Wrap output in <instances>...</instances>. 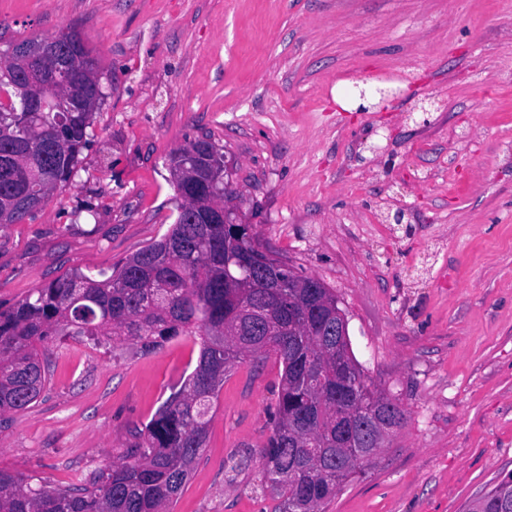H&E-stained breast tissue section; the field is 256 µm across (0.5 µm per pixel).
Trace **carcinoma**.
I'll return each instance as SVG.
<instances>
[{"mask_svg": "<svg viewBox=\"0 0 512 512\" xmlns=\"http://www.w3.org/2000/svg\"><path fill=\"white\" fill-rule=\"evenodd\" d=\"M44 42L59 55L28 63L23 40L0 53V225L20 224L63 189L91 140L106 97L98 58L75 29ZM64 64L80 82L61 85ZM34 99L45 107L23 111ZM169 173L177 216L168 232L110 271L74 268L0 310V415L27 409L47 382L39 346L56 336L101 342L125 336L149 352L179 337L200 339L191 374L151 420L135 426L122 458L92 487L34 486L0 469V512H169L208 439L211 403L236 366L270 352L283 365L272 433L260 456L282 512H324L328 501L370 465L336 438V419L354 435L368 425L374 402L391 406L393 428L406 422L399 400L374 386L350 340L336 349L327 335L336 295L259 251L241 227L208 219L238 217V193L224 180V151L206 140L176 149ZM218 178L215 192L187 187ZM512 486L485 491L468 512H506Z\"/></svg>", "mask_w": 512, "mask_h": 512, "instance_id": "1", "label": "carcinoma"}]
</instances>
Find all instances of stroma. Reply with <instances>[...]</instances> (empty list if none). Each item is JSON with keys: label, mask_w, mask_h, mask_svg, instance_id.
Returning a JSON list of instances; mask_svg holds the SVG:
<instances>
[{"label": "stroma", "mask_w": 512, "mask_h": 512, "mask_svg": "<svg viewBox=\"0 0 512 512\" xmlns=\"http://www.w3.org/2000/svg\"><path fill=\"white\" fill-rule=\"evenodd\" d=\"M70 27L107 96L68 186L0 227V307L161 239L168 158L207 139L256 246L331 289L407 411L325 512H466L512 472V0H0V52ZM199 350L46 343L43 392L0 420V469L92 484ZM282 373L270 354L225 378L172 512L280 506L260 450Z\"/></svg>", "instance_id": "35a3bbf8"}]
</instances>
